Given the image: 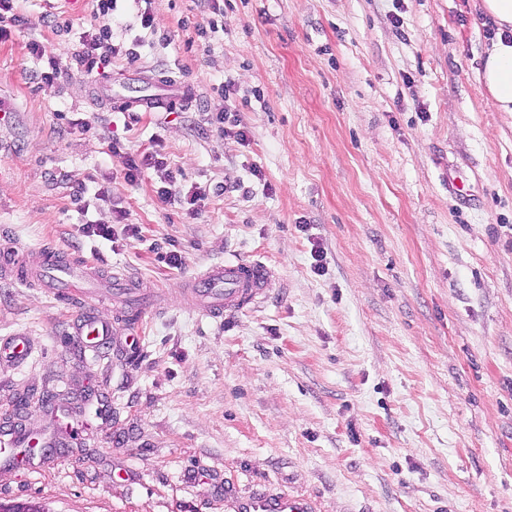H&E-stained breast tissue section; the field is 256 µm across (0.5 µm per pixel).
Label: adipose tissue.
<instances>
[{"label": "adipose tissue", "instance_id": "obj_1", "mask_svg": "<svg viewBox=\"0 0 512 512\" xmlns=\"http://www.w3.org/2000/svg\"><path fill=\"white\" fill-rule=\"evenodd\" d=\"M478 8L493 21L496 34L476 77L498 111L512 112V0H480Z\"/></svg>", "mask_w": 512, "mask_h": 512}]
</instances>
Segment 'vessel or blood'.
Returning <instances> with one entry per match:
<instances>
[{
	"mask_svg": "<svg viewBox=\"0 0 512 512\" xmlns=\"http://www.w3.org/2000/svg\"><path fill=\"white\" fill-rule=\"evenodd\" d=\"M190 94L184 86H174L172 92L138 98H123L117 105L127 111L160 112L169 107L189 102ZM0 277L27 285L34 283L61 295L76 306H84L97 296L98 289H111L119 298L147 299L149 288L135 277L112 273L111 269L85 261L68 250L47 244L31 250L16 244L0 246ZM270 272L261 260H239L209 266L195 274L181 289V296L190 307L202 314L221 318L240 312L261 300L268 291ZM120 319H108L76 313L74 333L83 346L97 348L109 346ZM31 346L23 334L15 333L0 338V358L14 361L26 359ZM56 433L48 432L31 437L29 431L16 428L0 429V446L8 448V455L0 464L12 466L19 459L13 456L16 448L37 443L46 449L57 444ZM236 512H313L311 502L305 498L258 494L239 503Z\"/></svg>",
	"mask_w": 512,
	"mask_h": 512,
	"instance_id": "1",
	"label": "vessel or blood"
}]
</instances>
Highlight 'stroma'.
Segmentation results:
<instances>
[{"instance_id": "stroma-1", "label": "stroma", "mask_w": 512, "mask_h": 512, "mask_svg": "<svg viewBox=\"0 0 512 512\" xmlns=\"http://www.w3.org/2000/svg\"><path fill=\"white\" fill-rule=\"evenodd\" d=\"M477 3L151 0L146 29L140 0H117L113 41L137 57L108 66L113 97L167 77L199 96L118 112L69 66L89 0H21L0 42V236L57 243L153 293L130 359L118 339L74 346L64 300L0 281V336L33 344L0 362V424L56 431L64 403L80 425L42 468L0 467V500L231 512L230 485L315 512H512V112L476 79L491 39ZM211 18L223 30L199 38ZM35 41L65 67L52 86L32 77ZM114 139L160 148L205 188L198 218L159 199L155 174L127 180ZM89 176L112 200L85 193L82 211ZM122 215L139 236L78 232ZM256 258L271 286L244 311L214 319L181 300L188 275Z\"/></svg>"}]
</instances>
